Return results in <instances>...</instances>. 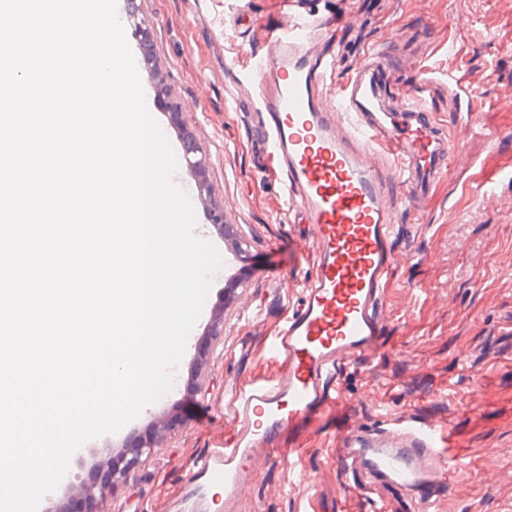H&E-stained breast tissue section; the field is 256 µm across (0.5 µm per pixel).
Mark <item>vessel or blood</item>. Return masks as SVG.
Returning a JSON list of instances; mask_svg holds the SVG:
<instances>
[{
  "instance_id": "1",
  "label": "vessel or blood",
  "mask_w": 512,
  "mask_h": 512,
  "mask_svg": "<svg viewBox=\"0 0 512 512\" xmlns=\"http://www.w3.org/2000/svg\"><path fill=\"white\" fill-rule=\"evenodd\" d=\"M295 3L275 0L290 23L271 30L272 48L249 76L226 74L234 85L259 83L266 161L286 178L288 214L312 235L317 270L265 340L272 372L236 386L225 403L233 431L203 454L188 481L189 512H230L253 492L261 464L303 449L295 438L301 422L344 401L336 371L378 352L387 282L395 266L413 260L393 246L395 200L421 209L458 154L457 139L433 132L422 106L384 96L383 52L367 53L335 94L325 92L335 57L310 45L332 24L304 16ZM286 434L295 443L284 449ZM336 461L368 483L402 489L428 512L463 456L448 421L384 414L352 427Z\"/></svg>"
}]
</instances>
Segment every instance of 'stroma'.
Instances as JSON below:
<instances>
[{"label": "stroma", "mask_w": 512, "mask_h": 512, "mask_svg": "<svg viewBox=\"0 0 512 512\" xmlns=\"http://www.w3.org/2000/svg\"><path fill=\"white\" fill-rule=\"evenodd\" d=\"M306 10L335 19L325 41L337 60L333 81L367 50H393L398 89L428 109L438 127L461 139L463 158L431 191L424 211L399 204L395 246L413 254L394 268L385 291L379 358L345 365L336 383L342 408L309 425L311 438L290 463L261 469L254 493L236 512H414L395 488H366L338 465L354 422L379 414L414 413L453 420L463 469L436 512H512V0H302ZM149 49L135 47L141 83L169 141L192 137L206 156L203 174L179 165L202 239L247 251L248 271L232 283L215 279L212 315L224 334L203 361L205 395L181 359L183 383L135 432L161 447L136 482L99 499L101 512H169L210 444L224 431V404L240 381L269 371L264 338L313 274L315 252H299L306 234L288 221L283 179L265 174L251 88L232 89L226 68L249 72L265 51L271 0H136ZM430 81L415 86L420 72ZM459 85L449 84V76ZM179 112L172 123L170 112ZM471 112L473 130L459 114ZM506 173L493 189L473 185L474 167ZM224 210L228 234L208 221ZM370 401L361 403L358 393ZM306 473L309 483L296 481Z\"/></svg>", "instance_id": "1"}]
</instances>
